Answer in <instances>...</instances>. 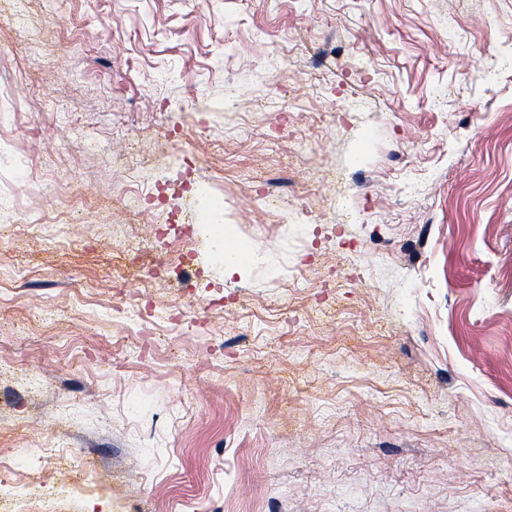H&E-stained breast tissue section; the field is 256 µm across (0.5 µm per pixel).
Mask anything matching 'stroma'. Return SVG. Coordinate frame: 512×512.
Listing matches in <instances>:
<instances>
[{
    "label": "stroma",
    "mask_w": 512,
    "mask_h": 512,
    "mask_svg": "<svg viewBox=\"0 0 512 512\" xmlns=\"http://www.w3.org/2000/svg\"><path fill=\"white\" fill-rule=\"evenodd\" d=\"M1 208L0 473L95 462L62 512H512V0H7ZM209 232L212 237L213 257L214 260L224 266L225 273H234L245 267L251 259V254H246L238 249L235 244L232 246L229 241V231L227 225L224 224H208ZM238 247V248H237ZM231 250L242 253L241 256L230 254Z\"/></svg>",
    "instance_id": "stroma-1"
}]
</instances>
